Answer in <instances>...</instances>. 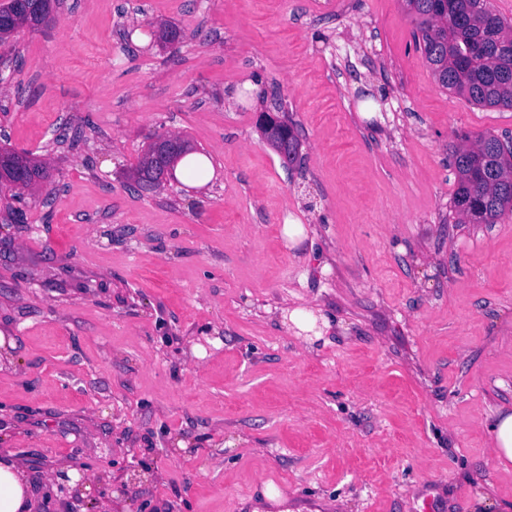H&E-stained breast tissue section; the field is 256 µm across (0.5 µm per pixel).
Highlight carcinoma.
I'll list each match as a JSON object with an SVG mask.
<instances>
[{
    "mask_svg": "<svg viewBox=\"0 0 512 512\" xmlns=\"http://www.w3.org/2000/svg\"><path fill=\"white\" fill-rule=\"evenodd\" d=\"M415 25L416 48L441 88L480 107L512 109V20L490 0H404ZM33 0H11L4 8L3 31L25 18ZM458 177L454 208L471 224H495L512 211V153L496 135L476 137L452 152ZM160 175L159 166L142 158L132 172L141 190ZM45 177L44 166L11 151H0V182L28 188Z\"/></svg>",
    "mask_w": 512,
    "mask_h": 512,
    "instance_id": "1",
    "label": "carcinoma"
}]
</instances>
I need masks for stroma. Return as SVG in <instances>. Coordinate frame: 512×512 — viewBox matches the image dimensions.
I'll use <instances>...</instances> for the list:
<instances>
[{"instance_id":"35a3bbf8","label":"stroma","mask_w":512,"mask_h":512,"mask_svg":"<svg viewBox=\"0 0 512 512\" xmlns=\"http://www.w3.org/2000/svg\"><path fill=\"white\" fill-rule=\"evenodd\" d=\"M489 133L512 110L438 85L403 0H58L0 40V149L47 171L0 191V453L34 512H251L268 483L289 512H512V212L467 223L450 164ZM160 135L206 183L137 190ZM494 452L504 462L512 461V414L499 412L495 421Z\"/></svg>"}]
</instances>
